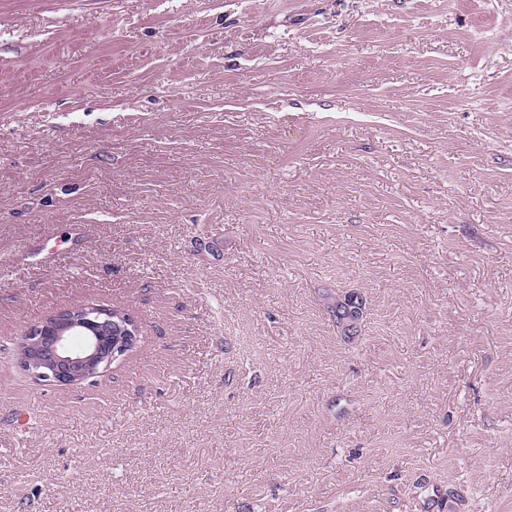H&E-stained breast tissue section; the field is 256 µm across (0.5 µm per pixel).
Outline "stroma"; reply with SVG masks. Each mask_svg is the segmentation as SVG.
Listing matches in <instances>:
<instances>
[{"instance_id": "obj_1", "label": "stroma", "mask_w": 512, "mask_h": 512, "mask_svg": "<svg viewBox=\"0 0 512 512\" xmlns=\"http://www.w3.org/2000/svg\"><path fill=\"white\" fill-rule=\"evenodd\" d=\"M0 512H512V0H0ZM350 300H351V298L347 297L344 299V301H336V307L333 308V311H332L335 322H336V327L338 329H340V332L343 336H348V338H351V337H349V335H347L342 328V323L344 322V320L347 317V312H348V318H347L346 326H349V327L356 326L362 317V308H361L360 304L357 303L355 300H352V301H350ZM346 301L347 302L350 301V302H348V305H347V311H346ZM94 303L69 306L26 330L18 364L36 381L53 386H77L100 376L126 357L139 331L126 315ZM72 336L83 344L74 349ZM24 348L31 349L27 354Z\"/></svg>"}]
</instances>
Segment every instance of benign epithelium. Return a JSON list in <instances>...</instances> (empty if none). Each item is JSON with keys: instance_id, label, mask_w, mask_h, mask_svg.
Returning a JSON list of instances; mask_svg holds the SVG:
<instances>
[{"instance_id": "benign-epithelium-1", "label": "benign epithelium", "mask_w": 512, "mask_h": 512, "mask_svg": "<svg viewBox=\"0 0 512 512\" xmlns=\"http://www.w3.org/2000/svg\"><path fill=\"white\" fill-rule=\"evenodd\" d=\"M135 323L108 306H69L26 330L20 368L53 386H77L126 357L138 341Z\"/></svg>"}]
</instances>
